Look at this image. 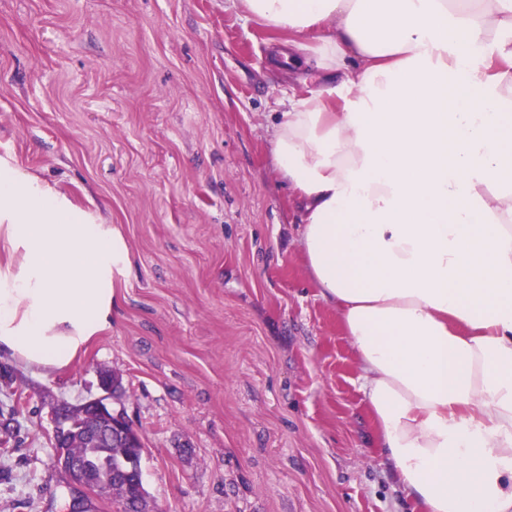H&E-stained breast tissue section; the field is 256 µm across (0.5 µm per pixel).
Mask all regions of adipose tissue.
Segmentation results:
<instances>
[{
	"instance_id": "ef3b65f1",
	"label": "adipose tissue",
	"mask_w": 512,
	"mask_h": 512,
	"mask_svg": "<svg viewBox=\"0 0 512 512\" xmlns=\"http://www.w3.org/2000/svg\"><path fill=\"white\" fill-rule=\"evenodd\" d=\"M316 89L274 127L308 276L420 512H512V0H238ZM0 354L112 326L118 228L0 159Z\"/></svg>"
}]
</instances>
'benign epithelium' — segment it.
<instances>
[{
  "label": "benign epithelium",
  "mask_w": 512,
  "mask_h": 512,
  "mask_svg": "<svg viewBox=\"0 0 512 512\" xmlns=\"http://www.w3.org/2000/svg\"><path fill=\"white\" fill-rule=\"evenodd\" d=\"M99 387L103 395L85 403L84 408L97 415L102 421V426L97 433L98 438L107 441L115 438L128 445L129 452L123 457L120 471L116 472L117 479L125 481L130 476L137 477L140 475V458L143 452L142 439L124 413L112 409L109 403V400L113 397V391L117 387V381L112 378V374H101ZM77 414L78 410L70 408H61L55 412V465L69 474L77 491V497L72 500L70 512H85V494L98 491L99 482L112 478V475L90 468L86 463L71 456L68 449L63 445L65 438L76 427Z\"/></svg>",
  "instance_id": "obj_1"
}]
</instances>
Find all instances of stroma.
I'll return each mask as SVG.
<instances>
[{
	"mask_svg": "<svg viewBox=\"0 0 512 512\" xmlns=\"http://www.w3.org/2000/svg\"><path fill=\"white\" fill-rule=\"evenodd\" d=\"M232 0H0V158L117 226L111 329L61 371L0 356V512H69L54 411L139 432L151 512H412L298 249L270 139L314 86Z\"/></svg>",
	"mask_w": 512,
	"mask_h": 512,
	"instance_id": "35a3bbf8",
	"label": "stroma"
}]
</instances>
